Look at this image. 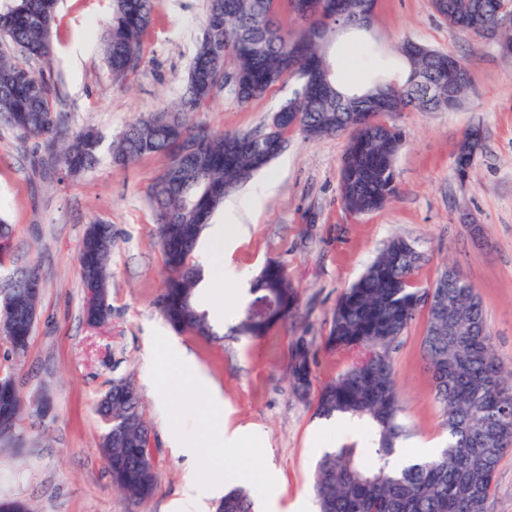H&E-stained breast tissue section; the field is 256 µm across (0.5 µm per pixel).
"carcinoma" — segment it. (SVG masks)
<instances>
[{"label": "carcinoma", "instance_id": "obj_1", "mask_svg": "<svg viewBox=\"0 0 512 512\" xmlns=\"http://www.w3.org/2000/svg\"><path fill=\"white\" fill-rule=\"evenodd\" d=\"M58 0H13L0 12V37L26 60L43 61L53 53L52 23ZM274 0H208L205 26L213 38L202 39L190 62L188 82L178 103L138 118L112 143V159L119 165L154 154L169 163L152 187L159 241L168 271L158 300L164 319L178 332L211 339V320L196 299L203 280L201 268L188 263L202 232L224 199L273 159L263 135L251 134V148L231 150L241 133L215 132L191 122L193 113L210 101L219 87L217 73L198 74L201 63L219 49L221 58L236 61L241 103L262 98L287 77L299 81L300 91L281 107L297 112L295 130L306 139L338 133L349 135L340 180L345 208L364 215L382 208L397 191L395 158L403 142L401 130L381 119L369 104L379 95L395 107L423 112L450 110L448 95L436 87L459 78L471 85L467 66L433 49L411 55L399 48L409 66L404 84L377 82L360 92L364 126L355 127L353 113L341 98L347 92L319 82L330 62L326 44L338 28L360 14L368 0H310L308 26L313 35L284 30L277 16H269ZM433 9L456 30L477 40L482 27L512 0H445ZM153 21L152 0H113L112 23L103 37L106 60L116 80L136 71L143 57V39ZM299 72L289 71L291 62ZM55 89L15 57L0 50V124L33 138L45 155L58 162L68 176L91 168L98 160L102 139L92 129L72 133L64 115L54 108ZM199 146V155L178 159L177 139ZM112 228L88 225L78 257L93 262L94 273L110 289L109 257ZM418 262L408 257L401 237L390 240L364 274L339 297L324 345L350 357L348 367L322 385L316 394L315 415L343 417L365 430L360 440L346 438L317 460L311 492L318 512H493L494 482L500 463L512 450V369H507L492 348L484 304L472 284L448 282L444 303L425 307L426 289L416 286ZM253 298L232 328L236 334L261 337L288 318L297 302L295 288L280 263L263 269L251 287ZM9 300L31 302L25 282L12 271ZM420 311L425 312L422 339L429 371L451 374L449 383L433 384L442 407L446 445L429 456L396 466L390 459L403 451L411 436L400 419L396 374L391 359L395 343ZM463 321V336L448 335V321ZM304 374L311 383L309 348L298 345L292 379ZM112 398V426L102 437L101 453L113 484L129 498H150L157 474L149 448L136 384ZM23 413L16 387L0 390V433H10ZM219 512H253L250 493L241 487L224 494Z\"/></svg>", "mask_w": 512, "mask_h": 512}]
</instances>
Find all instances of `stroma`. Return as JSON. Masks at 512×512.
<instances>
[{"mask_svg":"<svg viewBox=\"0 0 512 512\" xmlns=\"http://www.w3.org/2000/svg\"><path fill=\"white\" fill-rule=\"evenodd\" d=\"M205 9L206 0H154L142 63L118 83L101 45L112 0H59L54 56L31 68L50 76L55 107L73 129L94 127L112 143L133 119L181 96ZM406 38L462 58L472 84L453 110L385 114L404 140L395 162L397 192L383 208L358 216L343 206L345 133L315 140L289 133L285 149L234 194L244 201L258 184H271L258 208L240 211L250 234L225 254V262L255 274L267 262H279L298 291L293 316L260 338L230 333L250 296L225 281L220 268L206 274L198 300L214 315L215 327L224 329L223 339L177 333L161 317L156 299L167 270L150 191L167 156L120 166L105 152L94 169L65 178L58 164L44 159L38 141L0 126V220L10 227V260L37 265L42 279L25 353H14L0 339V373L14 378L26 406L16 430L22 449L0 447V499L24 501L34 512H173L189 478L187 459L173 439L193 441L199 429L216 430L225 421L257 428L264 444L247 452L218 449L224 465L205 468L208 481L223 482L225 469L244 466L255 495L265 490L264 475L272 470L281 505L308 498L322 448L359 437L361 429L328 424L314 414L313 393H294L288 375L294 352L298 343L309 347L314 388L345 369L347 357L324 347L336 301L395 236L414 241L425 256L415 274L419 287L450 264L464 274L482 297L498 356L512 366V60L497 45L473 43L452 29L432 0H378L369 30L337 35L331 49L337 81L349 87L369 86L380 75L404 81L407 66L396 47ZM297 88L295 79H286L246 104L223 89L192 120L214 131L262 132ZM475 126L483 145L461 177L456 149ZM97 219L112 226V313L106 324L93 327L84 314L78 248ZM214 282L222 284L223 297H215ZM424 329L425 317L417 315L392 353L401 418L413 431L411 457L446 439L423 355ZM173 345L222 390L224 420L210 418L205 395L191 384L163 394L159 376L178 371L165 356ZM125 378L140 391L157 473L154 494L138 504L113 488L99 452L105 425L96 405Z\"/></svg>","mask_w":512,"mask_h":512,"instance_id":"obj_1","label":"stroma"}]
</instances>
